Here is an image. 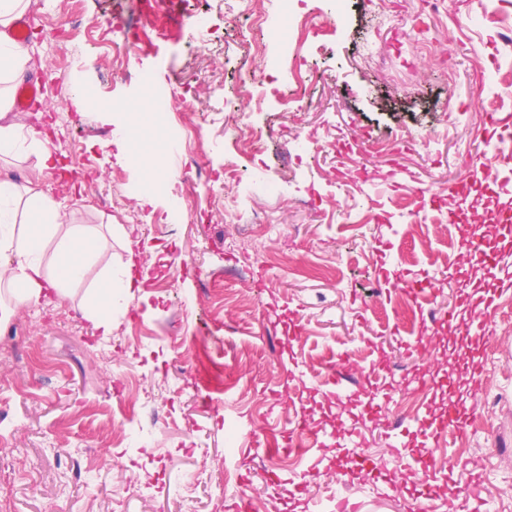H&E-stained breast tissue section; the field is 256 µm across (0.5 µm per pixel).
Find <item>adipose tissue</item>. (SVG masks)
I'll return each mask as SVG.
<instances>
[{
	"instance_id": "obj_1",
	"label": "adipose tissue",
	"mask_w": 512,
	"mask_h": 512,
	"mask_svg": "<svg viewBox=\"0 0 512 512\" xmlns=\"http://www.w3.org/2000/svg\"><path fill=\"white\" fill-rule=\"evenodd\" d=\"M29 0H0V155L18 154L30 146L48 167L52 153L26 115L14 110L15 82L31 60L28 45L14 42L7 33L28 9ZM23 229H16V222ZM99 250L96 236L75 223L48 191L32 185L0 181V254L11 253L9 269L0 268V288L15 302L37 304L45 287L66 294L69 285L81 282ZM134 263L119 274L104 272L86 296V317L101 335L112 333V307L122 300L136 279Z\"/></svg>"
}]
</instances>
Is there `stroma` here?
<instances>
[{
	"mask_svg": "<svg viewBox=\"0 0 512 512\" xmlns=\"http://www.w3.org/2000/svg\"><path fill=\"white\" fill-rule=\"evenodd\" d=\"M447 3L438 11L385 0L379 10L372 0H302L299 12L319 27L336 19V32L302 48L314 75L306 98L259 112L243 81L262 69L294 89L292 53L224 0H210L221 39L209 52L177 25L118 76L84 36L69 61L45 40V23H67L71 0H31L25 41L42 63L48 147L80 168L82 185L39 170L32 151L0 161V180L38 182L102 247L69 295L16 306L0 322V512H234L245 492L275 512H470L460 488L473 476L487 512H512V287L497 295L490 336L473 350L444 328L418 333L422 316L450 307L459 290L504 278L476 256L460 267L459 255L470 224L494 236L512 206V165H496L486 120L493 100L512 113V48L485 21L512 26V0ZM147 71L195 96L198 111L156 106ZM94 89L140 105V134L166 147L196 127L206 173L180 169L166 151L147 179L113 144L125 115L98 109ZM228 108L267 142L257 168L224 130ZM406 128L425 132L423 142H403ZM484 164L497 168L492 183L473 180ZM466 182V202H453L450 190ZM228 195L277 231L228 223ZM131 249L149 278L113 307L111 335H99L84 296ZM424 279L432 300L401 310L403 284ZM292 322L300 332L291 340ZM341 363L358 384L338 396L325 379ZM474 364L485 379L475 416L464 435L432 443L459 468L428 480L403 468L391 421L436 419L449 378ZM370 399L378 412L366 411ZM301 414L312 429L344 427L282 462ZM358 453L375 474L342 481L340 465ZM295 484L305 494L291 495Z\"/></svg>",
	"mask_w": 512,
	"mask_h": 512,
	"instance_id": "stroma-1",
	"label": "stroma"
}]
</instances>
